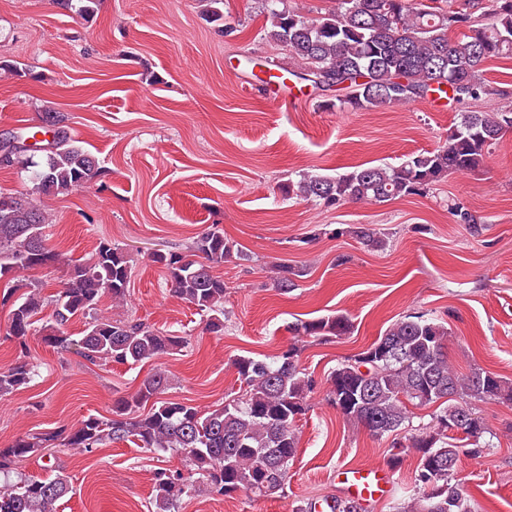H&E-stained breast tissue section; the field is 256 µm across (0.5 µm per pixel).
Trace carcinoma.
<instances>
[{"instance_id": "1", "label": "carcinoma", "mask_w": 512, "mask_h": 512, "mask_svg": "<svg viewBox=\"0 0 512 512\" xmlns=\"http://www.w3.org/2000/svg\"><path fill=\"white\" fill-rule=\"evenodd\" d=\"M100 0H58V4L85 18ZM224 0H206L204 20L219 24V32L235 28L224 23ZM267 40L282 47L276 66L296 79H307L320 91L336 92L339 108L372 110L407 104L432 95H445L463 105L490 94L485 82L486 63L512 55V0H485L481 19L470 4L453 7L452 0H339L322 17L309 18L293 10L269 9ZM54 128L47 149L1 144L0 169L28 174L31 192H0V277L9 273L16 287L25 289L11 304L9 336L20 355L0 367V398L29 384L34 366L26 359L27 337L34 317L44 305L41 285L26 274L45 267H67L63 288L57 292L53 322L44 328V342L52 347H77L85 360L149 363L185 347L183 336L98 312L101 298L122 304L129 295L133 260L128 251L107 239L99 241L92 260L66 259L46 243L45 225L51 223L35 197L82 189L103 174L96 158L58 127L57 117L46 113ZM512 127V109L466 111L448 134L446 143L432 151L408 157L397 166L360 167L334 176L305 174L280 188L282 195L315 201L327 208L347 201L381 204L408 196H426L448 176L482 167L492 145ZM455 222L478 235L482 225L465 206L448 201ZM348 235L371 251H384L389 233L368 224L331 230ZM241 256L214 225L194 239L190 253L156 250L149 260L165 270L173 294L208 313L207 331L224 332V279L214 268ZM302 271L274 266L273 284L283 292L297 286ZM88 318L83 336L65 335L69 321ZM353 325L334 313L303 322L298 336H345ZM448 323L411 313L391 324L363 352L340 364L328 377L329 401L350 424L376 436L396 434L410 425L406 403L439 404L433 424L420 427L409 438L419 459L415 484L418 493L401 512H473L471 499L454 474L459 445L449 433L482 437L478 402L512 404V381L479 367L465 375L448 364ZM300 350L291 345L270 359L239 356L233 360L245 396L210 412L188 403L163 398L168 387L165 371L156 369L138 389L118 399L113 417L84 418L65 432L64 447L84 452L129 437L144 448L177 451L188 462L187 472L160 469L153 478L154 512H176L183 497L196 490L201 478L217 495L251 492L259 495L283 489L288 466L296 455V421L305 414L312 381L298 365ZM149 407L144 412L142 408ZM47 439L37 435L15 439L0 448V472L23 461L41 459ZM70 492L68 476L28 477L15 484L0 483V512H55L56 503Z\"/></svg>"}]
</instances>
